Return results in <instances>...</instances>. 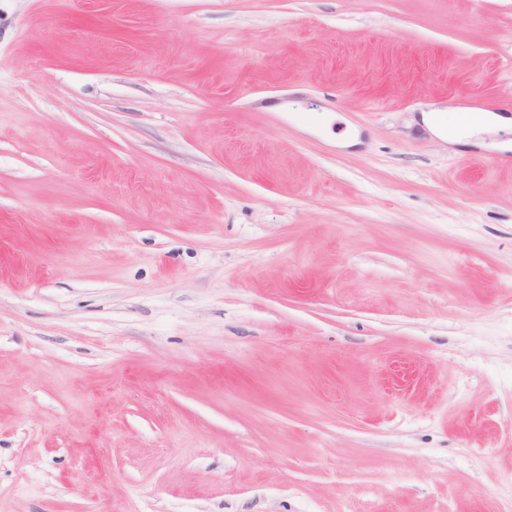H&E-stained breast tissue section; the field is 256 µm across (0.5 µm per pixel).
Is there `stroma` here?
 Wrapping results in <instances>:
<instances>
[{"label":"stroma","mask_w":512,"mask_h":512,"mask_svg":"<svg viewBox=\"0 0 512 512\" xmlns=\"http://www.w3.org/2000/svg\"><path fill=\"white\" fill-rule=\"evenodd\" d=\"M487 102L512 0H0V512H507ZM477 113L473 115L471 122L466 127L459 130L444 128L437 120L436 112H431L429 115L423 114L421 116V122L433 133L448 139V145L450 146L467 143L485 146L483 142H472V139L481 134L512 125V117L507 114L499 112Z\"/></svg>","instance_id":"obj_1"}]
</instances>
